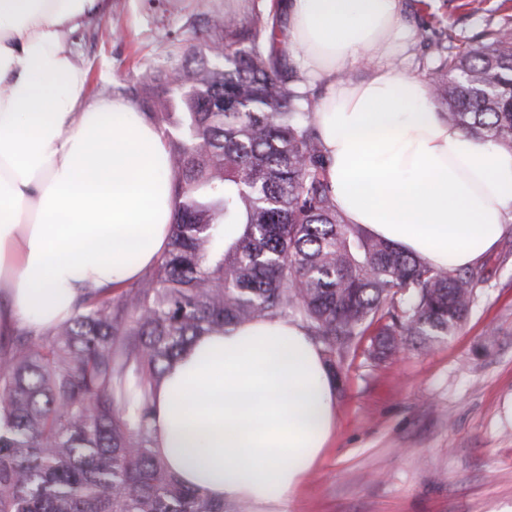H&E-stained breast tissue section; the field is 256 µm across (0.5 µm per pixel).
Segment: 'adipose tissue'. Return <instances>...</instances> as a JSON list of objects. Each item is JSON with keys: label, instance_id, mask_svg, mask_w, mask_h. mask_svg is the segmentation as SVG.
Here are the masks:
<instances>
[{"label": "adipose tissue", "instance_id": "adipose-tissue-1", "mask_svg": "<svg viewBox=\"0 0 512 512\" xmlns=\"http://www.w3.org/2000/svg\"><path fill=\"white\" fill-rule=\"evenodd\" d=\"M105 0H0V333L41 332L76 300L138 279L168 249L164 139L122 98L90 100L66 33ZM302 72L330 78L315 122L348 223L432 266L474 265L512 218V152L434 112L388 62L410 36L398 0H287ZM368 61L369 80L340 74ZM156 452L184 484L287 512L336 428L323 353L298 324L196 340L168 369Z\"/></svg>", "mask_w": 512, "mask_h": 512}]
</instances>
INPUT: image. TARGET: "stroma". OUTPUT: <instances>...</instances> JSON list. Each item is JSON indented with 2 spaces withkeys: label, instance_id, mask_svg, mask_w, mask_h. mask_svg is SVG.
I'll use <instances>...</instances> for the list:
<instances>
[{
  "label": "stroma",
  "instance_id": "stroma-1",
  "mask_svg": "<svg viewBox=\"0 0 512 512\" xmlns=\"http://www.w3.org/2000/svg\"><path fill=\"white\" fill-rule=\"evenodd\" d=\"M87 48L67 42L91 97L118 95L168 38L145 0H120ZM411 35L401 73L427 80L420 26L432 13L455 43L512 23V0H400ZM124 39H116L115 30ZM485 280L465 321L428 346L387 359L350 355L336 384V431L289 512H512V220L484 259Z\"/></svg>",
  "mask_w": 512,
  "mask_h": 512
}]
</instances>
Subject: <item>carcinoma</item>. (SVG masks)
Listing matches in <instances>:
<instances>
[{
	"mask_svg": "<svg viewBox=\"0 0 512 512\" xmlns=\"http://www.w3.org/2000/svg\"><path fill=\"white\" fill-rule=\"evenodd\" d=\"M279 8L183 16L167 60L120 88L168 146V250L68 320L0 335V512H224L154 451L157 390L195 339L288 319L334 377L375 324L384 359L467 316L480 269H435L336 208ZM423 31L441 118L512 152V25L464 47Z\"/></svg>",
	"mask_w": 512,
	"mask_h": 512,
	"instance_id": "carcinoma-1",
	"label": "carcinoma"
}]
</instances>
